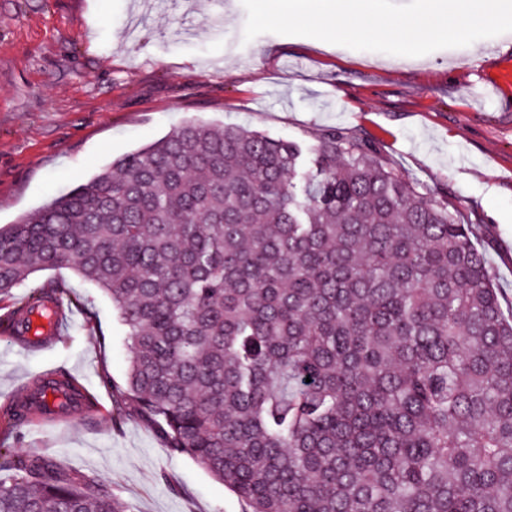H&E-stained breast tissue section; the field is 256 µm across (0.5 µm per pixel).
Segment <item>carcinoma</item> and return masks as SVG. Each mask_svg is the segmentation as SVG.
Instances as JSON below:
<instances>
[{
	"label": "carcinoma",
	"mask_w": 512,
	"mask_h": 512,
	"mask_svg": "<svg viewBox=\"0 0 512 512\" xmlns=\"http://www.w3.org/2000/svg\"><path fill=\"white\" fill-rule=\"evenodd\" d=\"M477 223L361 134L187 121L0 227V298L53 268L100 287L124 401L245 512H512V313ZM2 469L0 512H126L48 458Z\"/></svg>",
	"instance_id": "carcinoma-1"
}]
</instances>
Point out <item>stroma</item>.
<instances>
[{"instance_id": "obj_1", "label": "stroma", "mask_w": 512, "mask_h": 512, "mask_svg": "<svg viewBox=\"0 0 512 512\" xmlns=\"http://www.w3.org/2000/svg\"><path fill=\"white\" fill-rule=\"evenodd\" d=\"M241 0H0V226L194 119L313 144L327 128L373 139L403 180L479 219L512 309V32L420 57L266 33L244 42ZM62 289L71 324L51 349L0 332V410L46 372L91 408L29 421L9 443L100 481L127 512H244L224 483L116 414L130 348L112 301L67 268L33 274L9 310Z\"/></svg>"}]
</instances>
